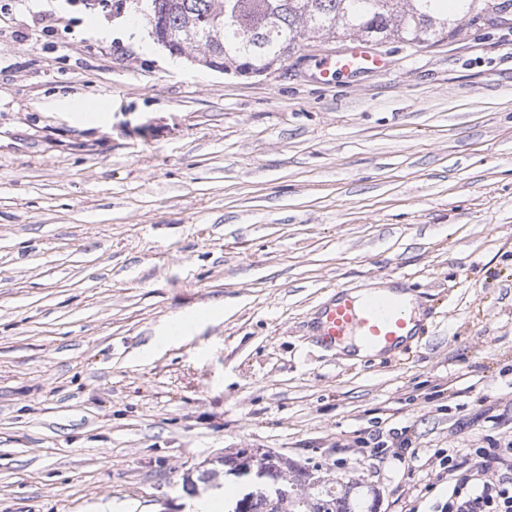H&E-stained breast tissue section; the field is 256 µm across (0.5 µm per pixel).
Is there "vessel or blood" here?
Wrapping results in <instances>:
<instances>
[{
  "label": "vessel or blood",
  "instance_id": "vessel-or-blood-1",
  "mask_svg": "<svg viewBox=\"0 0 512 512\" xmlns=\"http://www.w3.org/2000/svg\"><path fill=\"white\" fill-rule=\"evenodd\" d=\"M325 73L340 75L358 69L380 70L386 63L361 42L339 55L322 59ZM312 340L326 349L354 342L373 356L391 355L418 340L427 328L425 316L411 308L401 287L355 296L337 288L312 314Z\"/></svg>",
  "mask_w": 512,
  "mask_h": 512
}]
</instances>
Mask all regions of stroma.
Segmentation results:
<instances>
[{
	"mask_svg": "<svg viewBox=\"0 0 512 512\" xmlns=\"http://www.w3.org/2000/svg\"><path fill=\"white\" fill-rule=\"evenodd\" d=\"M117 2L0 0V512L231 508L255 476H201L239 448L436 512L440 457L512 434V8L326 81L347 43L225 74L111 36L146 22ZM391 275L432 312L408 354L311 342Z\"/></svg>",
	"mask_w": 512,
	"mask_h": 512,
	"instance_id": "obj_1",
	"label": "stroma"
}]
</instances>
